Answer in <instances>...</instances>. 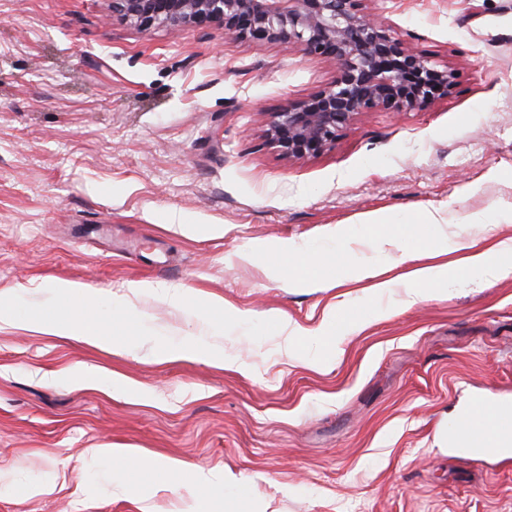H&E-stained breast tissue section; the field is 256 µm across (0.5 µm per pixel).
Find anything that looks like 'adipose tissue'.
Segmentation results:
<instances>
[{
  "label": "adipose tissue",
  "instance_id": "obj_1",
  "mask_svg": "<svg viewBox=\"0 0 512 512\" xmlns=\"http://www.w3.org/2000/svg\"><path fill=\"white\" fill-rule=\"evenodd\" d=\"M443 250L447 253H457V260L449 264L444 262L413 266L409 263V252H402L401 259L408 262V269L399 279H386L374 284L372 287L374 294L381 295L388 289L396 287L397 284H404L406 293L402 304L410 307L433 299L435 285L455 281L465 271L480 273L487 280H497L512 275V244L510 243L502 241L482 248L474 242L456 238L446 241ZM44 291L55 301L63 297L71 298L75 312L72 316L60 320H32V327L45 335L78 344L112 350L120 349V338L111 337L106 328L85 315L86 310L92 308L98 301L97 289L71 283H52L46 285ZM147 466L163 471L172 483L186 484L188 492L192 494L224 482L223 475L202 468L193 470L192 474H185L182 462L174 458L163 461L151 460L148 461Z\"/></svg>",
  "mask_w": 512,
  "mask_h": 512
}]
</instances>
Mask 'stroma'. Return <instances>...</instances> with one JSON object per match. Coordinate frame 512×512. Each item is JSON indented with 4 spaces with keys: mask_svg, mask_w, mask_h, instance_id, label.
Masks as SVG:
<instances>
[{
    "mask_svg": "<svg viewBox=\"0 0 512 512\" xmlns=\"http://www.w3.org/2000/svg\"><path fill=\"white\" fill-rule=\"evenodd\" d=\"M366 6L455 87L417 111L361 114L331 149L289 159L265 141L268 115L332 82L334 62L218 27L139 30L110 0H0V290L40 317L42 283L101 289L92 315L125 343L114 355L0 328V512H512V455L448 442L477 400L512 403V276L467 274L405 308L347 283L344 255L394 278L404 248L512 240V0ZM374 213L395 241L381 251L363 243ZM285 240L312 261L243 257ZM274 265L326 286L274 287ZM139 281L241 310L211 328L244 371L153 362L200 330L126 297ZM273 311L310 331L332 318L339 349L286 356ZM102 444L225 481L190 496L131 461L117 493Z\"/></svg>",
    "mask_w": 512,
    "mask_h": 512,
    "instance_id": "1",
    "label": "stroma"
}]
</instances>
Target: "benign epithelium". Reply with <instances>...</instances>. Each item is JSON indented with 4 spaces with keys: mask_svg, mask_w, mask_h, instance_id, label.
Here are the masks:
<instances>
[{
    "mask_svg": "<svg viewBox=\"0 0 512 512\" xmlns=\"http://www.w3.org/2000/svg\"><path fill=\"white\" fill-rule=\"evenodd\" d=\"M132 27L218 26L241 40L283 44L336 65L324 89L270 113L265 136L289 158L318 155L365 112H412L454 87L455 73L410 46L365 0H112Z\"/></svg>",
    "mask_w": 512,
    "mask_h": 512,
    "instance_id": "obj_1",
    "label": "benign epithelium"
}]
</instances>
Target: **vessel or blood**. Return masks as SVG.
<instances>
[{"mask_svg":"<svg viewBox=\"0 0 512 512\" xmlns=\"http://www.w3.org/2000/svg\"><path fill=\"white\" fill-rule=\"evenodd\" d=\"M452 439L480 459L512 453V404H476L456 418Z\"/></svg>","mask_w":512,"mask_h":512,"instance_id":"1","label":"vessel or blood"}]
</instances>
